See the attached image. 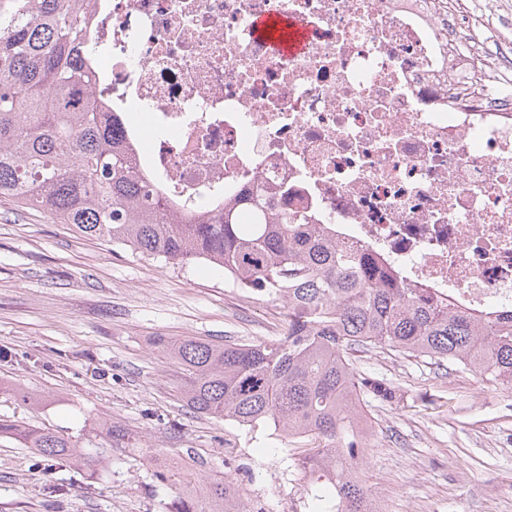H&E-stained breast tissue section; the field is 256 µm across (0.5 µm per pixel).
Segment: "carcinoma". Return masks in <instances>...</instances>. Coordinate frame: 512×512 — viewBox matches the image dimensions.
Segmentation results:
<instances>
[{
    "mask_svg": "<svg viewBox=\"0 0 512 512\" xmlns=\"http://www.w3.org/2000/svg\"><path fill=\"white\" fill-rule=\"evenodd\" d=\"M87 2L0 0V198L147 258L204 260L235 287L281 300L287 313L278 339L161 337L156 345L185 372L189 408L251 430L271 423L288 439L309 512H322V487L335 512H373L361 474L364 408L393 401L396 391L360 370L351 353L387 348L512 389V308L476 315L408 288L375 258L271 209L259 187L221 212L179 223L136 171L116 113L92 101L98 76L87 54ZM103 430L105 446L93 450L0 419V435L86 468L129 446L128 433L110 423ZM156 479L177 490L172 512H264L222 475L202 481L177 466Z\"/></svg>",
    "mask_w": 512,
    "mask_h": 512,
    "instance_id": "carcinoma-1",
    "label": "carcinoma"
}]
</instances>
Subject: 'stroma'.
I'll use <instances>...</instances> for the list:
<instances>
[{
    "label": "stroma",
    "instance_id": "stroma-1",
    "mask_svg": "<svg viewBox=\"0 0 512 512\" xmlns=\"http://www.w3.org/2000/svg\"><path fill=\"white\" fill-rule=\"evenodd\" d=\"M284 313L207 263L145 259L0 201V418L78 441L106 418L132 447L93 478L0 437V512H170L173 489L153 473L179 461L203 478L224 472L264 512H307L293 449L273 426L190 409L185 376L153 345L273 340ZM354 359L401 395L368 409L362 469L380 512H512V390L383 349Z\"/></svg>",
    "mask_w": 512,
    "mask_h": 512
}]
</instances>
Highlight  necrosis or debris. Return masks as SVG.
I'll return each instance as SVG.
<instances>
[{
    "mask_svg": "<svg viewBox=\"0 0 512 512\" xmlns=\"http://www.w3.org/2000/svg\"><path fill=\"white\" fill-rule=\"evenodd\" d=\"M139 171L182 223L276 209L480 312L512 303V70L448 0H91ZM307 28L284 55L253 21ZM154 134L144 139L143 125Z\"/></svg>",
    "mask_w": 512,
    "mask_h": 512,
    "instance_id": "4bbe7bcc",
    "label": "necrosis or debris"
}]
</instances>
